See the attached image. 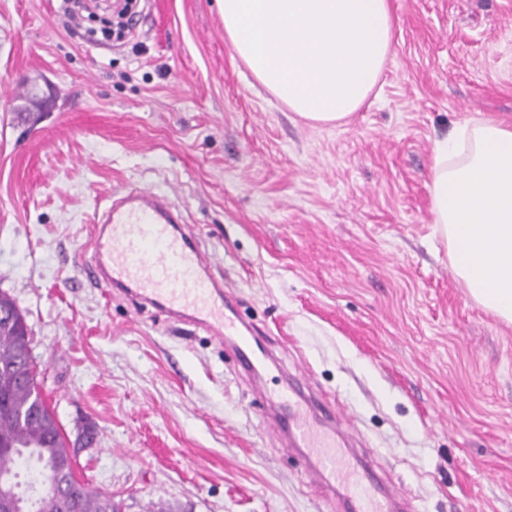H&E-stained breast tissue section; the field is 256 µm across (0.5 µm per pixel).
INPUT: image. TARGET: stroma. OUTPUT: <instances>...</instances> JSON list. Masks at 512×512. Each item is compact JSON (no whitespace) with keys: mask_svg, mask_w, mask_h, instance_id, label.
Wrapping results in <instances>:
<instances>
[{"mask_svg":"<svg viewBox=\"0 0 512 512\" xmlns=\"http://www.w3.org/2000/svg\"><path fill=\"white\" fill-rule=\"evenodd\" d=\"M392 51L342 124L306 121L235 56L217 0H137L121 39L63 0H0V291L23 310L79 483L121 512H339L258 386L306 372L408 512H512V324L433 222L436 141L512 125V0H392ZM166 195L237 338L81 272L96 201Z\"/></svg>","mask_w":512,"mask_h":512,"instance_id":"stroma-1","label":"stroma"}]
</instances>
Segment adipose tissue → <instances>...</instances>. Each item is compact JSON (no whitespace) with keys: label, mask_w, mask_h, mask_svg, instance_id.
<instances>
[{"label":"adipose tissue","mask_w":512,"mask_h":512,"mask_svg":"<svg viewBox=\"0 0 512 512\" xmlns=\"http://www.w3.org/2000/svg\"><path fill=\"white\" fill-rule=\"evenodd\" d=\"M252 74L300 117L339 123L378 83L391 0H218ZM435 223L470 297L512 323V126L475 119L435 143Z\"/></svg>","instance_id":"1"}]
</instances>
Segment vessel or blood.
<instances>
[{
    "mask_svg": "<svg viewBox=\"0 0 512 512\" xmlns=\"http://www.w3.org/2000/svg\"><path fill=\"white\" fill-rule=\"evenodd\" d=\"M94 222L95 281L123 289L177 319L207 325L218 335H237L241 359L251 360L249 337L240 335L224 312L223 284L206 274L201 254L181 230V216L166 196L144 187L128 189L96 212ZM260 395L286 406L291 446L323 479L337 484L348 512H391L389 500L346 448L341 427H320L314 407L295 401L287 390L264 389Z\"/></svg>",
    "mask_w": 512,
    "mask_h": 512,
    "instance_id": "obj_1",
    "label": "vessel or blood"
}]
</instances>
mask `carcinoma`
Instances as JSON below:
<instances>
[{
    "label": "carcinoma",
    "mask_w": 512,
    "mask_h": 512,
    "mask_svg": "<svg viewBox=\"0 0 512 512\" xmlns=\"http://www.w3.org/2000/svg\"><path fill=\"white\" fill-rule=\"evenodd\" d=\"M0 476L12 481L13 469L35 455L43 470L31 478L41 492L29 510L16 495L15 512H119L112 493L86 487L74 478L77 451L61 440L60 422L42 396L31 336L15 299L0 292Z\"/></svg>",
    "instance_id": "carcinoma-1"
}]
</instances>
